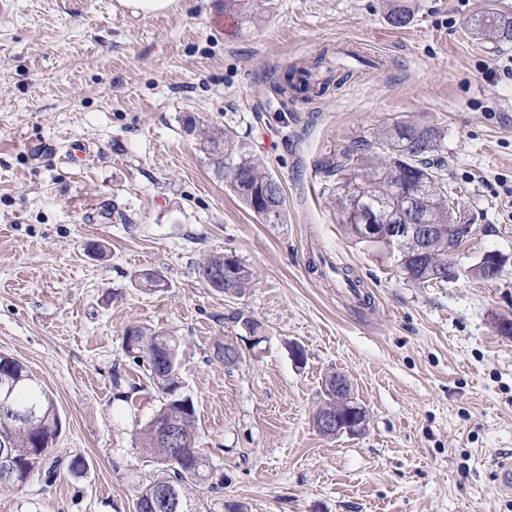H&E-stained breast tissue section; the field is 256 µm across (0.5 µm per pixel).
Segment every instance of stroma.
Segmentation results:
<instances>
[{"mask_svg":"<svg viewBox=\"0 0 512 512\" xmlns=\"http://www.w3.org/2000/svg\"><path fill=\"white\" fill-rule=\"evenodd\" d=\"M136 15L118 0H0V354L62 420L53 479L0 492V512H134L158 465L138 431L162 395L124 352L127 327L177 336L195 446L224 483L201 512H512V43L474 14L512 0H263L225 32L224 0ZM355 47L377 58L316 96L280 92L291 66ZM229 130L282 183L266 224L183 128ZM439 127L460 212L480 230L455 261L506 260L499 279H406L397 252L354 238L320 162L384 122ZM82 156L70 160L72 149ZM251 268L247 294L208 288L207 256ZM366 292L349 300L329 266ZM155 271L167 286L140 288ZM265 336L250 347L243 318ZM231 340L242 361L225 366ZM302 349L296 358L294 349ZM346 374L362 435L313 425L327 373ZM87 463L70 473L67 460Z\"/></svg>","mask_w":512,"mask_h":512,"instance_id":"stroma-1","label":"stroma"}]
</instances>
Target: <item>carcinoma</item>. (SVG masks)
I'll return each mask as SVG.
<instances>
[{"label": "carcinoma", "instance_id": "carcinoma-1", "mask_svg": "<svg viewBox=\"0 0 512 512\" xmlns=\"http://www.w3.org/2000/svg\"><path fill=\"white\" fill-rule=\"evenodd\" d=\"M413 11L404 0H396L388 15L396 26L412 19ZM474 34L493 39L497 44L512 42V15L488 12L473 19ZM312 78L304 69L295 67L283 75L290 88L305 93L306 79ZM188 131L200 141L203 150L213 156L218 170L236 169L233 177L225 176L237 197L268 224L283 223L286 195L283 186L273 191L262 162L243 143H237L229 132L219 134L196 122L187 124ZM443 132L434 126L391 121L372 132L342 144L336 154L320 164L325 177L336 180L342 211L365 205L388 214L405 211L407 223L417 224L423 218L428 224L461 223L458 217L456 192L445 182L447 158L442 150ZM406 278L418 284L442 286L448 278V239L437 242L435 256L425 261L406 253L401 261ZM220 275L221 284L212 282ZM199 275L211 288L229 297L245 293L252 280L251 270L241 261L226 255H211L199 267ZM125 352L133 362H144L155 386L166 395L165 402L141 430L143 447L159 464V473L136 497V512H146L149 497L162 483L174 484L185 512H200L193 488L209 480V463L195 450V410L192 401L177 394L179 389L180 342L175 336L134 327ZM10 393L12 406L32 409L34 424L0 413V449L13 448L19 457L18 476L1 490H19L37 473L53 477V467H45L50 447L58 436L60 417L54 400L32 378L17 360L0 356V395ZM178 425L180 440L186 454L179 458L168 448L160 428L168 422Z\"/></svg>", "mask_w": 512, "mask_h": 512}]
</instances>
